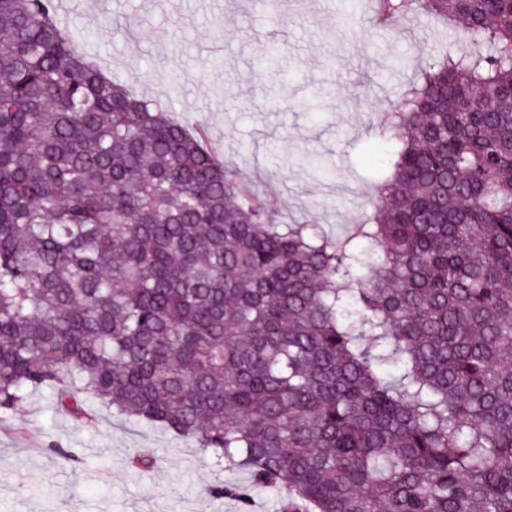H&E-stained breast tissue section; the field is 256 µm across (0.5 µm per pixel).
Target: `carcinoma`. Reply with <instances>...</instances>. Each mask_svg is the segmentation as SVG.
Wrapping results in <instances>:
<instances>
[{"label":"carcinoma","instance_id":"cac0c4a2","mask_svg":"<svg viewBox=\"0 0 512 512\" xmlns=\"http://www.w3.org/2000/svg\"><path fill=\"white\" fill-rule=\"evenodd\" d=\"M378 128L373 214L280 224L55 0H0V410L57 390L195 442L280 512H512V0Z\"/></svg>","mask_w":512,"mask_h":512}]
</instances>
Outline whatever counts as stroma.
Masks as SVG:
<instances>
[{"mask_svg":"<svg viewBox=\"0 0 512 512\" xmlns=\"http://www.w3.org/2000/svg\"><path fill=\"white\" fill-rule=\"evenodd\" d=\"M342 0H70L63 25L113 79L203 126L223 163L251 175L276 219L342 237L377 196L386 149L374 136L417 71L455 35L409 16L397 29L337 28ZM288 32L276 70L256 68L273 25ZM405 78L385 82L390 60ZM90 421L51 390L0 412V512H279L277 491L214 468L187 439L91 403ZM146 458L131 466L132 457ZM238 484L248 501L213 495Z\"/></svg>","mask_w":512,"mask_h":512,"instance_id":"1","label":"stroma"}]
</instances>
